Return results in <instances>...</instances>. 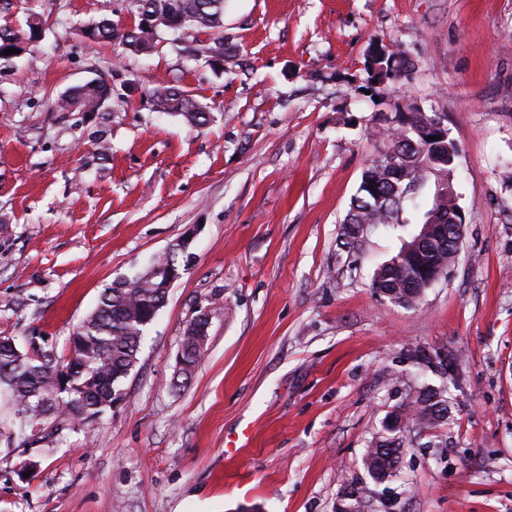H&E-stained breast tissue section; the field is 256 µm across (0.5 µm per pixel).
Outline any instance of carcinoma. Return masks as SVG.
<instances>
[{"label":"carcinoma","instance_id":"1","mask_svg":"<svg viewBox=\"0 0 512 512\" xmlns=\"http://www.w3.org/2000/svg\"><path fill=\"white\" fill-rule=\"evenodd\" d=\"M135 9L154 13L153 29L135 26L118 31L110 22L101 21L82 30L95 42L121 39L130 51L141 52L154 45L162 30L212 31L222 39L224 0H135ZM42 15L33 11L25 27L0 28V68L7 67L17 55H6L9 48L26 50V45L41 28ZM370 79L382 84L409 75L413 63L398 44L374 60ZM161 112H175L191 126L207 124L206 107L187 91L168 87L153 94ZM112 99V87L93 88L78 85L59 98L66 112H100ZM436 115L409 112L393 125L375 127V134L393 149L397 167L388 158L373 159L364 170L356 194L350 202L344 222L348 224H397L407 207L421 209L420 196L428 182L434 193L424 210L419 233L406 242L396 255L377 267L373 277L375 290L391 293L397 305L415 307L425 291L446 273L456 259L457 233L450 219L459 207L454 188V169L450 159L458 157L456 141L445 135L428 139L426 129ZM177 264V253L152 261L132 278L104 289L97 305L73 333L68 353L59 356L45 347L42 336H28L20 346L12 336H0V396L8 406V420L21 431L38 435L47 427L60 429L71 422L90 423L112 409V396L137 362L145 331L166 301L162 277L155 270ZM202 337L187 323L182 346L188 377L195 370L203 350L197 348ZM444 389H428L413 402L414 419L421 424L439 422L448 416ZM404 448V434L398 429L379 437L367 449L363 467L376 483L396 475Z\"/></svg>","mask_w":512,"mask_h":512}]
</instances>
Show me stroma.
Returning a JSON list of instances; mask_svg holds the SVG:
<instances>
[{
	"label": "stroma",
	"instance_id": "35a3bbf8",
	"mask_svg": "<svg viewBox=\"0 0 512 512\" xmlns=\"http://www.w3.org/2000/svg\"><path fill=\"white\" fill-rule=\"evenodd\" d=\"M30 8L42 37L0 75V336L66 354L106 287L184 258L117 408L0 440V512H336L353 483L370 489L363 512H512V0H224L220 65L195 54L209 32L147 53L81 36L129 25L132 0H17L0 25ZM396 42L413 71L365 94L369 53ZM100 75L103 112L59 111ZM169 86L212 120L156 111ZM414 106L459 146L467 223L456 263L405 308L372 278L420 212L352 240L342 227L374 125ZM202 309L185 380L177 353ZM429 385L448 417L410 424L384 491L364 453ZM193 319V318H192ZM192 319L187 323L184 336L182 338V346H184V359L187 363V370H183V376L188 377L195 370L196 365L200 361L203 348L197 349V344L202 341V336H197V331L192 325Z\"/></svg>",
	"mask_w": 512,
	"mask_h": 512
}]
</instances>
